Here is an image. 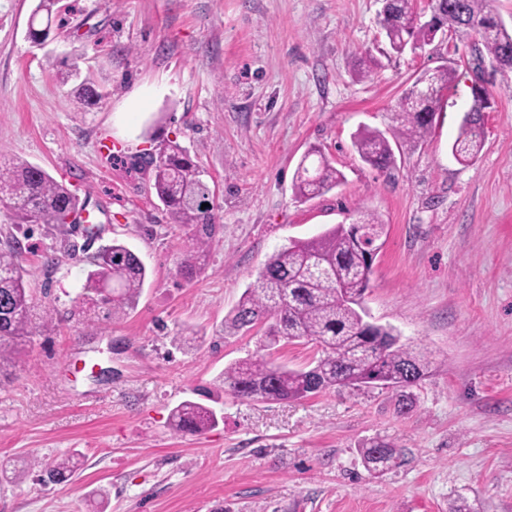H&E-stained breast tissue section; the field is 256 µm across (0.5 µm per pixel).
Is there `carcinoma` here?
I'll return each instance as SVG.
<instances>
[{
    "mask_svg": "<svg viewBox=\"0 0 512 512\" xmlns=\"http://www.w3.org/2000/svg\"><path fill=\"white\" fill-rule=\"evenodd\" d=\"M431 17L416 18L412 0H386L381 25L390 49L401 54L408 47L434 41L446 27L464 23L477 31L483 56L505 60L512 67V31L497 24L493 0H430ZM55 0H38L29 37L45 41L50 35ZM453 72L440 68L431 73L425 93L406 88L394 107L396 126L390 133L362 130L354 146L371 167H395L393 146L420 142L431 133L442 91ZM488 98H472L455 139L449 145L454 159L474 164L485 143V111ZM153 166L154 188L172 223L188 231L177 261L178 273L192 278L205 265L216 234L210 189L203 171L187 148L174 141L157 145ZM343 174L322 150L314 147L299 164L293 181L298 198H310L336 188ZM208 207L201 208L202 204ZM0 205L9 209L19 224H65L85 206L64 184L42 168L24 161L0 160ZM385 235V224L372 212H364L348 226L338 224L308 240L294 241L275 252L244 291L237 306L224 320L223 331L264 326L260 348L270 349L304 340L318 347L319 357L308 367L291 369L263 355L238 360L224 368L223 383L237 399L281 401L301 399L341 387L358 390L395 389L417 385L429 374L427 353L403 344L391 327L364 320L363 296L369 286L373 262ZM22 243L14 240L0 249V375L16 362L36 335L39 324L53 320V311L36 301L27 287V271L19 257ZM79 299L101 305L112 319L132 309L147 278L144 263L130 247L112 242L90 260ZM218 424L216 410L186 400L170 414L171 429L180 434H201ZM365 469L381 474L397 466L401 453L383 440L361 449Z\"/></svg>",
    "mask_w": 512,
    "mask_h": 512,
    "instance_id": "1",
    "label": "carcinoma"
}]
</instances>
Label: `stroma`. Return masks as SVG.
I'll list each match as a JSON object with an SVG mask.
<instances>
[{
	"instance_id": "1",
	"label": "stroma",
	"mask_w": 512,
	"mask_h": 512,
	"mask_svg": "<svg viewBox=\"0 0 512 512\" xmlns=\"http://www.w3.org/2000/svg\"><path fill=\"white\" fill-rule=\"evenodd\" d=\"M37 0H0V154L47 171L98 215L81 225L15 224L0 207V248L24 246L39 302L71 311L39 328L0 382V512H512V70L486 89V142L472 166L448 147L472 101L481 39L448 32L390 51L381 0H60L65 23L27 37ZM366 60L369 78L354 69ZM453 69L430 136L396 166L362 162L358 128L388 131L403 90ZM101 92L81 107L59 73ZM141 99V113L128 106ZM124 154L100 151L101 140ZM186 147L213 191L221 230L204 269L178 275L186 234L145 165L157 144ZM313 147L343 172L305 200L292 184ZM387 231L364 306L427 350L435 368L404 413L388 389L343 387L299 401L224 394L223 419L174 434L171 410L218 389L255 354L257 331L222 333L269 257L359 212ZM120 241L147 268L136 308L105 321L75 299L99 247ZM201 332L195 350L174 337ZM383 440L401 464L379 477L360 450ZM74 453L70 478L41 466Z\"/></svg>"
}]
</instances>
